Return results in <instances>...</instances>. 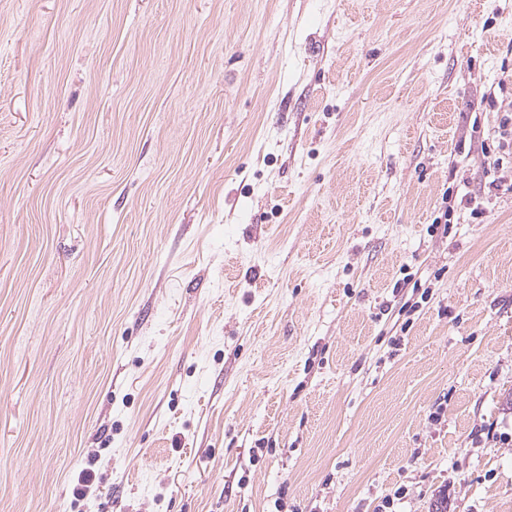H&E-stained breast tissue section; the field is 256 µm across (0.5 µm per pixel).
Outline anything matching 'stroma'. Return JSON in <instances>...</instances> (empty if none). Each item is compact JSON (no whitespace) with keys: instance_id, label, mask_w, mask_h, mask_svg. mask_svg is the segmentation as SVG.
Returning <instances> with one entry per match:
<instances>
[{"instance_id":"obj_1","label":"stroma","mask_w":512,"mask_h":512,"mask_svg":"<svg viewBox=\"0 0 512 512\" xmlns=\"http://www.w3.org/2000/svg\"><path fill=\"white\" fill-rule=\"evenodd\" d=\"M508 70L512 0H0V512H512Z\"/></svg>"}]
</instances>
